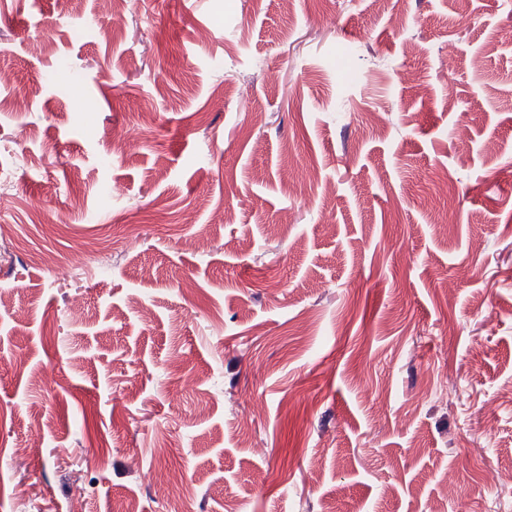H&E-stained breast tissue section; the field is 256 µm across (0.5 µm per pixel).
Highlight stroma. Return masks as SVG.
<instances>
[{"instance_id":"obj_1","label":"stroma","mask_w":512,"mask_h":512,"mask_svg":"<svg viewBox=\"0 0 512 512\" xmlns=\"http://www.w3.org/2000/svg\"><path fill=\"white\" fill-rule=\"evenodd\" d=\"M0 72V512H512V0H0Z\"/></svg>"}]
</instances>
